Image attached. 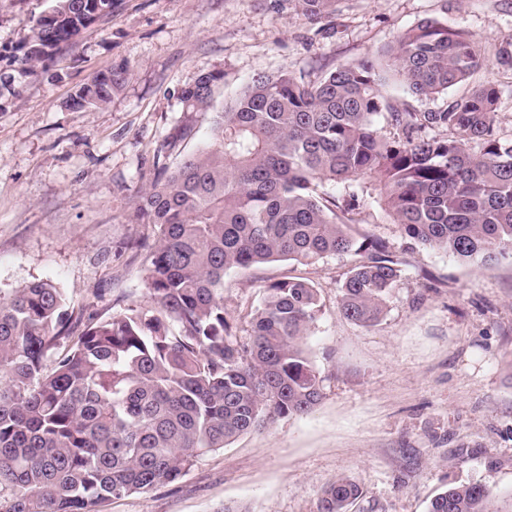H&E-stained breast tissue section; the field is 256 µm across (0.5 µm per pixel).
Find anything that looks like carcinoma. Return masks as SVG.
<instances>
[{
    "label": "carcinoma",
    "instance_id": "cac0c4a2",
    "mask_svg": "<svg viewBox=\"0 0 512 512\" xmlns=\"http://www.w3.org/2000/svg\"><path fill=\"white\" fill-rule=\"evenodd\" d=\"M298 2L315 22L335 11L336 0ZM118 4L50 0L27 36L0 49V98L48 71ZM483 62L469 35L424 20L376 57L313 80L258 75L218 113L213 144L156 166L135 196L133 219L149 232L126 249L144 267V302L86 318L50 282L0 295L5 512H96L103 500L178 482L196 458L244 433L314 409L320 380L303 339L321 312L317 289L290 277L266 285L241 343L224 308L226 271L353 254L340 308L373 326L400 277L386 244L353 229L374 209L410 243L462 261L512 254V138L497 128L496 84L434 112L384 93L394 79L414 99L438 95ZM222 80L209 71L181 91L185 119L172 142L192 134ZM125 81L122 70L99 72L69 107L104 106ZM361 494L339 477L319 512H350ZM491 501L481 483L455 484L428 512H494Z\"/></svg>",
    "mask_w": 512,
    "mask_h": 512
}]
</instances>
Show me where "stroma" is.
<instances>
[{
	"label": "stroma",
	"instance_id": "35a3bbf8",
	"mask_svg": "<svg viewBox=\"0 0 512 512\" xmlns=\"http://www.w3.org/2000/svg\"><path fill=\"white\" fill-rule=\"evenodd\" d=\"M112 20L87 29L53 72L31 76L0 112V294L35 281L63 289L94 314L144 298L140 260L121 253L143 225L131 200L157 163L175 164L214 140V118L259 74L316 78L375 55L424 18L470 35L487 62L467 83L416 101L446 108L488 81L500 90L498 129L512 137V66L494 53L512 42V0H338L316 23L295 0H120ZM47 0H0V47L24 37ZM127 80L99 108L66 102L96 73ZM222 70L213 110L170 144L180 94ZM357 232L385 240L401 278L385 317L365 327L340 310L353 264L331 255L302 265L273 261L224 276V307L249 339L247 314L266 284L298 277L322 311L306 338L322 399L207 453L176 483L102 503L100 512H318L323 489L346 476L361 488L350 512H427L453 484L480 482L493 512L512 503V257L491 265L408 246L374 212Z\"/></svg>",
	"mask_w": 512,
	"mask_h": 512
}]
</instances>
